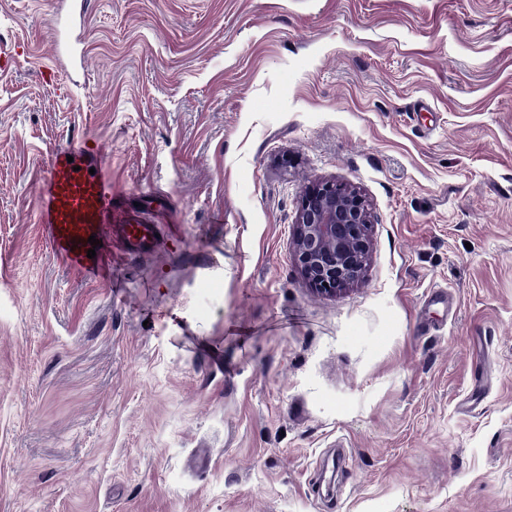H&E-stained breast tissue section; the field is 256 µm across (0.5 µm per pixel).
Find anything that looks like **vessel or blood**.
I'll return each instance as SVG.
<instances>
[{"label": "vessel or blood", "mask_w": 512, "mask_h": 512, "mask_svg": "<svg viewBox=\"0 0 512 512\" xmlns=\"http://www.w3.org/2000/svg\"><path fill=\"white\" fill-rule=\"evenodd\" d=\"M71 34L61 53L74 70L85 67L86 49L78 31L83 27L88 0H65ZM102 157L86 142L55 151L36 195V222L55 254L79 275L97 279L113 258L116 247L130 250L151 245L155 232L143 219L121 208L112 186L101 173ZM99 247H91L90 239ZM95 257H88V250Z\"/></svg>", "instance_id": "obj_1"}]
</instances>
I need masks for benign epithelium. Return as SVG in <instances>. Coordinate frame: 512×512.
<instances>
[{
	"mask_svg": "<svg viewBox=\"0 0 512 512\" xmlns=\"http://www.w3.org/2000/svg\"><path fill=\"white\" fill-rule=\"evenodd\" d=\"M370 224L368 205L356 189L334 181L306 187L294 224L293 261L313 290L336 295L364 278Z\"/></svg>",
	"mask_w": 512,
	"mask_h": 512,
	"instance_id": "benign-epithelium-1",
	"label": "benign epithelium"
}]
</instances>
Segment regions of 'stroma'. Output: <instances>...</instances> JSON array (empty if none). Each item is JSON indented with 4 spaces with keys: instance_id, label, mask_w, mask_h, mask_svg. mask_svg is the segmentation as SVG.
<instances>
[{
    "instance_id": "1",
    "label": "stroma",
    "mask_w": 512,
    "mask_h": 512,
    "mask_svg": "<svg viewBox=\"0 0 512 512\" xmlns=\"http://www.w3.org/2000/svg\"><path fill=\"white\" fill-rule=\"evenodd\" d=\"M55 2L0 0V512H512V0H91L59 91ZM81 140L165 228L108 282L35 218ZM370 224L368 205L356 189L335 181L306 187L294 224L293 261L313 290L336 295L364 278Z\"/></svg>"
}]
</instances>
